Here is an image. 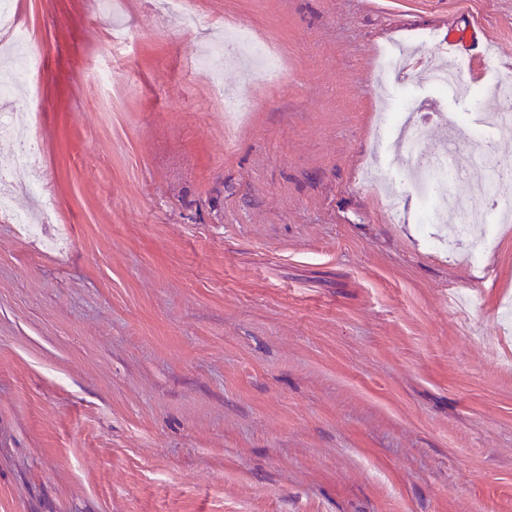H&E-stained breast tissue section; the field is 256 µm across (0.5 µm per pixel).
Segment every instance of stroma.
<instances>
[{
	"label": "stroma",
	"instance_id": "obj_1",
	"mask_svg": "<svg viewBox=\"0 0 512 512\" xmlns=\"http://www.w3.org/2000/svg\"><path fill=\"white\" fill-rule=\"evenodd\" d=\"M24 0L56 226L0 217V512H512V222L400 219L363 170L380 101L486 132L512 0ZM279 84L204 58L221 21ZM127 39L113 68L112 28ZM499 60L423 81L452 28ZM419 52L380 85L386 47ZM254 101L232 146L216 83ZM493 247L474 256L477 241ZM224 34L228 41L224 43V56L228 63L235 60L234 51L238 45H248L264 55L269 63L267 84L276 83L282 70L281 59L267 40L258 39L253 30L237 23H225Z\"/></svg>",
	"mask_w": 512,
	"mask_h": 512
}]
</instances>
